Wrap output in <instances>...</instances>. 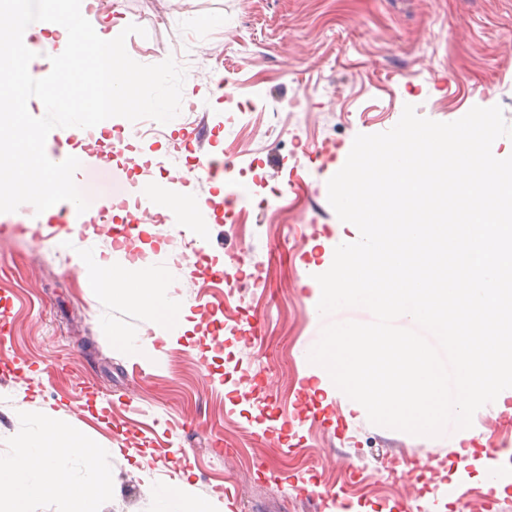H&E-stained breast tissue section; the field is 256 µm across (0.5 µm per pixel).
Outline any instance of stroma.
<instances>
[{"label":"stroma","mask_w":512,"mask_h":512,"mask_svg":"<svg viewBox=\"0 0 512 512\" xmlns=\"http://www.w3.org/2000/svg\"><path fill=\"white\" fill-rule=\"evenodd\" d=\"M107 14L145 28L127 38L128 54L146 65L174 58L198 104L190 122L173 119L142 142L145 155L198 169L228 153L242 166L259 159L288 211L272 224L251 198L237 199L232 220L210 216L194 254L170 241L168 225L143 235L168 297L192 315L164 340L145 311L86 270L115 244L0 215V318L11 327L0 339V458L47 408L101 449L92 462L69 459L77 495L46 491L28 512H82L88 502L158 512L157 493L173 486L184 512L197 502L210 512H512V482L488 498L483 473L484 448L512 454V397L478 409L458 439L413 436L371 424L305 361L325 325L372 319L359 307L317 310L314 275L331 267L336 242L359 236L330 206L328 180L357 134L390 130L408 104L439 122L498 105L512 126V0H110ZM218 64L220 97L201 76ZM249 98L257 128L285 149L225 124V100ZM295 98L301 108L282 111ZM60 134L79 150L78 187H123L121 169L96 168L99 147ZM239 256L235 290L211 282L214 267ZM404 460L428 471L409 493L391 478ZM96 470L111 491L93 484ZM460 480L462 502L448 495Z\"/></svg>","instance_id":"1"}]
</instances>
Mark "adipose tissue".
<instances>
[{
    "label": "adipose tissue",
    "instance_id": "obj_1",
    "mask_svg": "<svg viewBox=\"0 0 512 512\" xmlns=\"http://www.w3.org/2000/svg\"><path fill=\"white\" fill-rule=\"evenodd\" d=\"M88 0H78L77 13H68L47 6L42 29L58 34L60 47L94 49L99 59L111 61L121 52L106 24L86 21ZM94 281L108 293L122 296L147 311L160 336L178 331L184 322L183 311L164 293L166 275L162 268L143 263L120 267L111 261H96L90 270ZM93 457L94 450L79 435L63 432L53 411L43 413V426L32 435L9 460H0V501L7 502L9 512H27L28 499L51 487L70 492L63 477L61 462L69 456Z\"/></svg>",
    "mask_w": 512,
    "mask_h": 512
}]
</instances>
